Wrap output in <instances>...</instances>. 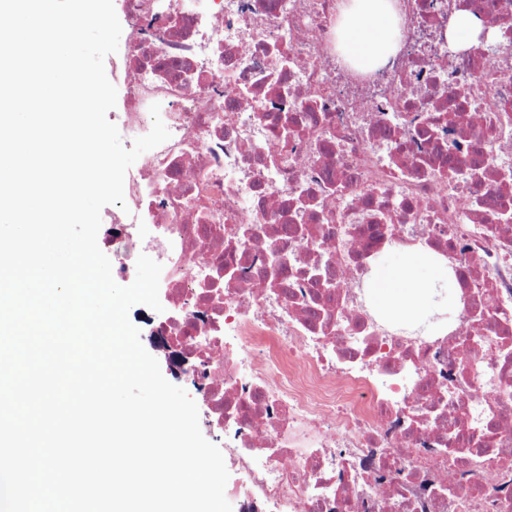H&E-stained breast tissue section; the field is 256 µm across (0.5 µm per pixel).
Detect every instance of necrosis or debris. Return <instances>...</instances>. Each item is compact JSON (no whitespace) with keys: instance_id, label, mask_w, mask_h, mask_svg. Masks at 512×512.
Here are the masks:
<instances>
[{"instance_id":"4bbe7bcc","label":"necrosis or debris","mask_w":512,"mask_h":512,"mask_svg":"<svg viewBox=\"0 0 512 512\" xmlns=\"http://www.w3.org/2000/svg\"><path fill=\"white\" fill-rule=\"evenodd\" d=\"M124 141L169 139L105 218L112 275L163 266L238 512H512V0H397L394 53L336 50L340 0H121ZM461 11L495 21L459 51ZM427 249L456 322L407 336L365 288Z\"/></svg>"}]
</instances>
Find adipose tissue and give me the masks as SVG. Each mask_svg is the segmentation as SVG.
Segmentation results:
<instances>
[{"label": "adipose tissue", "instance_id": "ef3b65f1", "mask_svg": "<svg viewBox=\"0 0 512 512\" xmlns=\"http://www.w3.org/2000/svg\"><path fill=\"white\" fill-rule=\"evenodd\" d=\"M338 35L342 55L351 60L369 61L394 51L399 40L394 0H344ZM369 292L381 312L419 320L430 309L454 307L457 284L445 265L410 252L398 265L373 269Z\"/></svg>", "mask_w": 512, "mask_h": 512}]
</instances>
